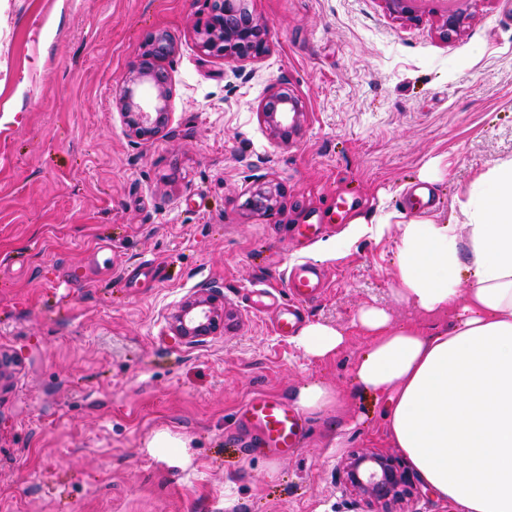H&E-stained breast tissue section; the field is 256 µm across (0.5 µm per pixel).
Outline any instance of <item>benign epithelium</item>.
Segmentation results:
<instances>
[{
  "label": "benign epithelium",
  "mask_w": 512,
  "mask_h": 512,
  "mask_svg": "<svg viewBox=\"0 0 512 512\" xmlns=\"http://www.w3.org/2000/svg\"><path fill=\"white\" fill-rule=\"evenodd\" d=\"M392 15L414 20L416 0H382ZM209 15L197 26L198 45L202 52L227 63L261 60L270 51L269 29L265 21L251 14L246 0H208ZM465 21L462 8L452 6L442 16L441 29L448 38L460 30ZM175 42L166 32L147 37L140 62L124 77L116 92L115 103L128 130L141 140L161 135L169 122L172 80L165 61L174 53ZM143 84L155 92L154 99L144 100L139 92ZM259 115L270 135L283 143L300 124L302 105L284 82L273 84L259 105ZM280 197L277 184L267 181L251 193L247 205L267 214L273 213ZM224 321V294L212 288L207 297L187 301L175 316V336L189 342L214 333ZM341 484L350 494L379 512H403L401 505L413 488V473L396 457L374 451L348 455L339 466Z\"/></svg>",
  "instance_id": "1"
}]
</instances>
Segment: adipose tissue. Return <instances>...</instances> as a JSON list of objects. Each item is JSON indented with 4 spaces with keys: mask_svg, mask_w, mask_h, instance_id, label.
Segmentation results:
<instances>
[{
    "mask_svg": "<svg viewBox=\"0 0 512 512\" xmlns=\"http://www.w3.org/2000/svg\"><path fill=\"white\" fill-rule=\"evenodd\" d=\"M473 187L446 220L351 221L352 240L395 230L396 297L418 316L361 310L370 342L353 379L390 397L386 436L458 512H512V159ZM346 341L319 323L299 338L316 358Z\"/></svg>",
    "mask_w": 512,
    "mask_h": 512,
    "instance_id": "adipose-tissue-1",
    "label": "adipose tissue"
}]
</instances>
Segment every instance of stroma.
Instances as JSON below:
<instances>
[{
	"label": "stroma",
	"mask_w": 512,
	"mask_h": 512,
	"mask_svg": "<svg viewBox=\"0 0 512 512\" xmlns=\"http://www.w3.org/2000/svg\"><path fill=\"white\" fill-rule=\"evenodd\" d=\"M270 52L227 63L204 54L205 0H0V512H365L338 481L354 452L385 454L388 397L358 389L367 307L411 318L395 295V234L349 244L358 214L406 211L427 188L449 218L457 197L512 158V0H464V26L440 34L445 0L417 17L382 0H248ZM167 60L170 123L130 134L115 104L149 34ZM286 79L305 115L288 143L258 114ZM440 159L442 180L420 175ZM277 182L274 215L251 211ZM298 224H321L312 242ZM334 258L320 260L324 244ZM166 270L126 288L143 258ZM327 275L306 323L344 329L317 359L276 335L250 291L286 302L297 262ZM224 322L189 343L174 317L206 289ZM322 380L346 415H309L293 454L241 451L236 413L252 394L292 397ZM167 429L187 445L150 447ZM280 197V190L277 184L272 181L258 185L251 193L247 205L255 211H262L272 214L276 209Z\"/></svg>",
	"instance_id": "stroma-1"
}]
</instances>
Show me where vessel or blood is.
<instances>
[{
    "label": "vessel or blood",
    "instance_id": "1",
    "mask_svg": "<svg viewBox=\"0 0 512 512\" xmlns=\"http://www.w3.org/2000/svg\"><path fill=\"white\" fill-rule=\"evenodd\" d=\"M289 300L276 305L272 319L275 333L293 335L299 328L305 307L325 286L323 274L313 265L298 263L285 273ZM247 446L265 448L271 454H290L301 448L308 430L306 417L278 394L256 393L239 409Z\"/></svg>",
    "mask_w": 512,
    "mask_h": 512
}]
</instances>
